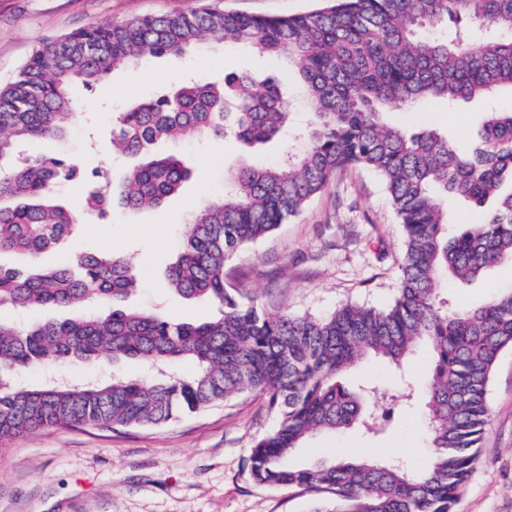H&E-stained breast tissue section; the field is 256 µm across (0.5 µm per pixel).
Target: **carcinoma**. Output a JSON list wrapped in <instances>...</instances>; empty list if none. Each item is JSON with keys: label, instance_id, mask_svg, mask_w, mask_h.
<instances>
[{"label": "carcinoma", "instance_id": "cac0c4a2", "mask_svg": "<svg viewBox=\"0 0 512 512\" xmlns=\"http://www.w3.org/2000/svg\"><path fill=\"white\" fill-rule=\"evenodd\" d=\"M442 27L425 40L421 31ZM512 0H323L289 16L226 13L210 4L187 13L92 23L42 41L15 79L0 87V253L31 258L0 266V304L68 307L63 321L0 320V447L49 427H157L242 394L265 400L277 426L251 454L253 480L300 487L314 512H453L490 420L488 387L512 349V288L469 306L439 296L443 276L471 282L512 262V109L482 112L467 150L434 128L390 125L389 112L425 100L471 103L512 93ZM244 45L294 71L310 113L307 148L272 164L242 166L235 189L195 207L168 286L218 308L195 323L114 307L139 285L114 256L76 254L43 268L38 258L67 241L80 216L58 189L77 169L20 153L31 140L63 137L78 115L74 83L94 86L137 61L193 49ZM291 104L273 77L243 70L196 79L133 99L112 119V150L136 159L109 186L84 177L85 208L158 209L190 176L186 161L156 150L172 139L232 138L255 146L293 127ZM349 166L373 170L404 228L397 294L381 309L344 304L327 316L267 313L226 281V259L297 216ZM478 214L448 234V200ZM433 366L425 390L429 455L418 467L346 454L306 466L289 456L311 435L352 427L378 431L386 414L372 391L343 382L362 359L397 367L421 345ZM196 366L190 376L173 368ZM137 360L149 380L45 383L20 389L23 369L70 361Z\"/></svg>", "mask_w": 512, "mask_h": 512}]
</instances>
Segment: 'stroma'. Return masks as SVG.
<instances>
[{
	"mask_svg": "<svg viewBox=\"0 0 512 512\" xmlns=\"http://www.w3.org/2000/svg\"><path fill=\"white\" fill-rule=\"evenodd\" d=\"M230 12L283 16L317 8V0H217ZM202 0H0V85L10 82L45 37L87 24L112 23L145 15H171L201 6ZM250 68L276 71L268 58L243 49L208 48L176 59L157 57L132 69L115 71L102 86H75L81 110L64 142L30 141L28 155L64 157L79 172L104 170L111 182L122 177L128 160L112 155V113L131 99L150 97L187 77L219 78ZM512 107V94L490 102L448 105L434 100L410 112H394L391 124L410 130L431 126L467 148L486 106ZM303 140H276L248 148L226 142L175 141L192 176L158 209H114L111 222L92 220L75 239L41 255L56 266L84 250L129 260L140 286L126 306L167 317L203 322L217 313L214 305L184 299L165 286V272L175 261L189 214L204 198L232 191V174L243 164L274 162L297 153ZM405 247L379 176L366 168L343 170L302 212L271 236L231 256L226 263L230 287L245 286L266 311L325 316L351 303L383 308L395 298ZM512 287V264L503 263L483 278L460 283L441 280L439 287L476 306L494 290ZM427 351L402 368L378 361L362 363L350 381L397 395L423 394L429 374ZM130 379L145 375L130 360L47 365L19 374L18 384L32 387L52 380L75 384ZM490 422L475 469L455 505V512H512V350L494 365L488 388ZM277 424L260 397L246 394L228 403L152 427L119 431L85 427H47L12 441L0 453V512H310L312 494L300 488H270L254 482L250 454L254 443ZM349 448L370 449L376 460L397 459L409 466L427 455L423 408L415 401L397 409L389 427L376 433L357 429L313 437L292 457L303 466Z\"/></svg>",
	"mask_w": 512,
	"mask_h": 512,
	"instance_id": "obj_1",
	"label": "stroma"
}]
</instances>
